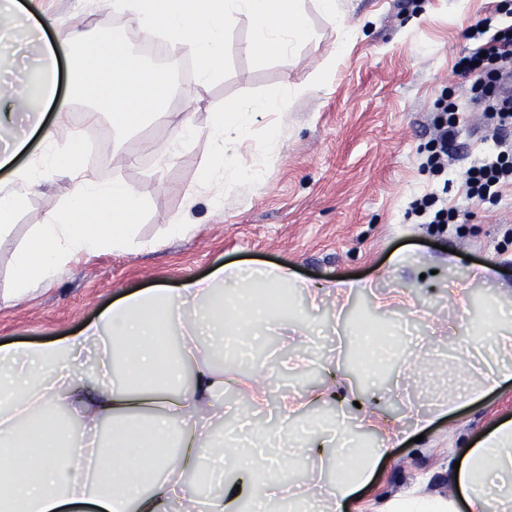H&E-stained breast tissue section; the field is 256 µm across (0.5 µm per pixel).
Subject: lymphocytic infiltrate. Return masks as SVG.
Segmentation results:
<instances>
[{"label": "lymphocytic infiltrate", "instance_id": "lymphocytic-infiltrate-1", "mask_svg": "<svg viewBox=\"0 0 512 512\" xmlns=\"http://www.w3.org/2000/svg\"><path fill=\"white\" fill-rule=\"evenodd\" d=\"M473 46L455 64V73L471 80V99L481 105L486 127L494 142V152L465 171L464 203L440 205L437 193L415 197L408 212L426 223L442 229L450 224L465 223L467 202L498 200L505 187H512V97L503 96L501 83L512 77V23L492 25L490 20L470 25L464 32ZM435 134L423 164L432 175L448 172V143L459 123L457 103L441 98L435 103Z\"/></svg>", "mask_w": 512, "mask_h": 512}]
</instances>
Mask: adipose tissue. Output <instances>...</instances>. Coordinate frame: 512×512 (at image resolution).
<instances>
[{
	"instance_id": "obj_1",
	"label": "adipose tissue",
	"mask_w": 512,
	"mask_h": 512,
	"mask_svg": "<svg viewBox=\"0 0 512 512\" xmlns=\"http://www.w3.org/2000/svg\"><path fill=\"white\" fill-rule=\"evenodd\" d=\"M54 43L43 40L46 30ZM33 49L36 79L31 95L18 94L0 79V128L27 125L43 144L55 138L44 125L47 106L65 111L54 77L57 49L78 51L83 93L112 111L117 132L113 149L144 120L166 118L172 91L168 73L145 67L120 38L84 41L81 32L55 18L0 0V48ZM294 88L283 95L257 98L230 112H218L207 132L215 151L206 177L220 176L225 191L260 183V168H242L239 147L249 139L254 118L284 111ZM84 131L73 132L66 148L49 156L50 167L64 169L73 184L68 199L48 208L34 225L28 244L16 254L13 286L0 303H13L53 278L74 256L102 249L126 252L140 247L135 223L143 202L128 184L96 182L84 172L80 153ZM22 135L0 138V237L40 185V163L17 164L27 147ZM302 287L309 298L319 285L298 283L285 266L220 265L203 278H188L174 288H151L123 295L99 312L79 333L46 344H0V473L11 480L0 512H315L324 494L320 485L292 492L272 478L280 461L270 441L254 432L255 453L226 452L222 397L228 383L224 341L254 339L281 330L298 343L306 332L288 327L290 290ZM179 337L174 352L160 338ZM74 412L84 425L75 433L63 418ZM109 427L108 437L98 434ZM306 452L335 444L337 504L366 487L378 455L361 450L356 433L336 440L335 426L305 421L297 429ZM191 477L212 488L207 500L183 495ZM459 498L420 485L385 500L380 512H512V420L500 422L472 448L458 470Z\"/></svg>"
}]
</instances>
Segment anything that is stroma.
<instances>
[{"mask_svg": "<svg viewBox=\"0 0 512 512\" xmlns=\"http://www.w3.org/2000/svg\"><path fill=\"white\" fill-rule=\"evenodd\" d=\"M347 38H339L315 5L306 16L316 36L288 60L253 67L248 55V23L232 34V71L214 85L199 84L189 72H178L177 93L170 100L168 121L148 122L125 139L120 151L101 149L100 163L85 164L88 177L101 183L132 185L145 207L138 220L139 238L154 241L151 249L130 253L101 251L71 261L52 281L43 283L19 303L0 305V343H41L77 332L116 298L143 288H172L188 277H202L224 263L284 265L299 279L326 285L360 276L372 291L344 298L324 293V305L306 309L303 294L294 305L315 334L306 351L309 362L285 371L279 360L288 349L275 337L247 345L252 364L237 365L247 375L252 365L269 374L272 398L298 404L304 390L329 382L342 372L350 387L348 402L333 400L306 409L308 419L324 417L350 424L358 417L355 401L371 402L387 422L407 424L417 406L433 409L422 441L387 447L385 435L372 431L371 447L381 449L371 483L359 492L347 512H375L388 496L427 481L430 491L449 490V467L499 422L512 419V373L481 398L461 401L455 412L440 414L459 381L457 366L474 350L493 348L494 337L482 334L487 309L486 288L470 282L471 264L497 267V287L512 289V189L500 201L474 202L466 223L445 232L420 223L407 212L410 201L431 191L446 190L448 204L464 196L462 173L492 148L485 141L482 112L473 105L454 74V65L470 47L465 29L481 19L505 21L500 0H338ZM65 27L86 40L120 35L143 51V34L130 17L113 13L110 0H39ZM59 96L66 114L47 110V123L58 141L78 129L111 133L112 114L101 102L73 94L76 84L69 52L58 51ZM331 64L325 81L312 78ZM306 87L285 111L258 115L253 143L273 127L282 132L276 150L257 154L252 145L240 150L243 166L258 164L265 172L260 185L244 184L225 193L220 180L203 178L215 144L206 131L215 108L235 109L256 97L278 95L284 86ZM451 96L460 123L449 148L447 180L423 171L425 145L431 137L434 104ZM191 119L201 135L168 163L158 161L172 141L179 121ZM65 171L45 169L43 180L15 217L9 236L0 239V292L13 286V262L32 227L44 212L71 194ZM224 198V209L212 212L210 197ZM193 223L191 234L165 235L171 219ZM413 252L411 262L393 261L399 251ZM469 290L460 303L456 288ZM406 293L421 309L409 316L403 306L378 308V301ZM411 327L430 338L419 362L396 358L384 376L365 382L354 360L359 327Z\"/></svg>", "mask_w": 512, "mask_h": 512, "instance_id": "1", "label": "stroma"}]
</instances>
